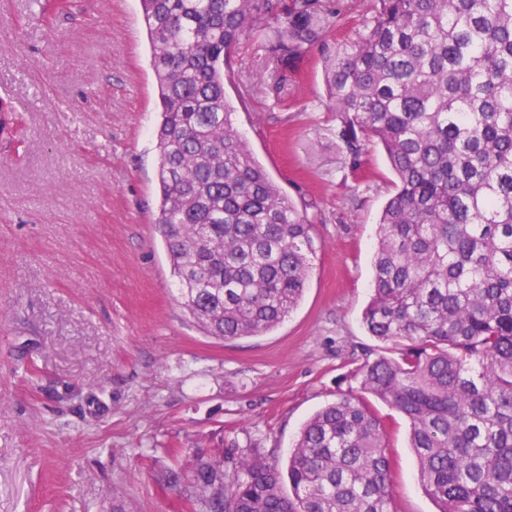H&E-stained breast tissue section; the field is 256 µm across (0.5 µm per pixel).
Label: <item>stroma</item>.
Wrapping results in <instances>:
<instances>
[{"label":"stroma","instance_id":"stroma-1","mask_svg":"<svg viewBox=\"0 0 512 512\" xmlns=\"http://www.w3.org/2000/svg\"><path fill=\"white\" fill-rule=\"evenodd\" d=\"M140 0H0V512H189L167 470L223 448L287 462L303 423L365 351L377 220L395 190L383 150L357 173L327 131L322 57L240 98L263 53L224 80L233 123L294 202L317 255L299 307L263 336H204L183 309L155 222L159 121ZM396 512H437L380 401Z\"/></svg>","mask_w":512,"mask_h":512}]
</instances>
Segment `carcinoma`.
<instances>
[{"label": "carcinoma", "mask_w": 512, "mask_h": 512, "mask_svg": "<svg viewBox=\"0 0 512 512\" xmlns=\"http://www.w3.org/2000/svg\"><path fill=\"white\" fill-rule=\"evenodd\" d=\"M160 101L159 214L182 303L215 339L262 336L299 306L316 244L256 162L224 93L230 50L263 38L266 93L326 44L340 0H141ZM341 163L379 144L397 182L372 257L369 335L395 346L344 377L278 463L224 470V450L173 486L206 512H395L383 421L409 422L438 512H512V0H374L322 57ZM288 478L290 492L284 491Z\"/></svg>", "instance_id": "cac0c4a2"}]
</instances>
